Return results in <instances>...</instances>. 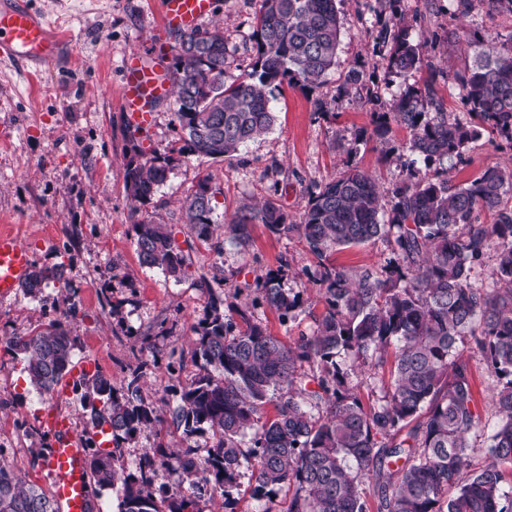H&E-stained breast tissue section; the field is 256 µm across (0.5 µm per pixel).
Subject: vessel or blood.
Wrapping results in <instances>:
<instances>
[{
  "label": "vessel or blood",
  "mask_w": 512,
  "mask_h": 512,
  "mask_svg": "<svg viewBox=\"0 0 512 512\" xmlns=\"http://www.w3.org/2000/svg\"><path fill=\"white\" fill-rule=\"evenodd\" d=\"M216 0H163L162 24L149 38L153 63L140 52L124 62L120 97L128 121L142 129L152 123L154 104L170 90L164 65L172 52L171 33L189 31L211 14ZM67 32L56 29L24 0H0V62L21 66H43L57 62L67 51ZM32 253L22 237L0 228V297L16 291L29 273ZM89 364L75 362L54 390L55 400L67 399ZM38 423L46 436L41 450L51 493L58 512H93L86 438L75 431L70 415L57 409L43 411Z\"/></svg>",
  "instance_id": "obj_1"
}]
</instances>
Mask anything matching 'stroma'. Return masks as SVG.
Returning <instances> with one entry per match:
<instances>
[{
  "label": "stroma",
  "mask_w": 512,
  "mask_h": 512,
  "mask_svg": "<svg viewBox=\"0 0 512 512\" xmlns=\"http://www.w3.org/2000/svg\"><path fill=\"white\" fill-rule=\"evenodd\" d=\"M53 25L69 30V51L53 66L27 78L16 66L0 64V226L13 227L31 246L32 263L61 267V279L40 291L0 298V339L26 335L49 323H66L76 338V358L92 360L96 370L120 382L138 375L144 397L170 410L196 369H167L172 350H190L194 326L204 317L212 295L225 305L240 304L237 289L246 280L283 269V288L303 291L306 310L281 322L261 307L255 317L272 335L292 343L311 335L324 311L311 280L320 270L297 236L254 225L248 246L224 240L204 244L190 237L180 201L202 176L215 193L214 219L224 223L244 198L275 199L291 219H299L312 192L356 166L389 187L404 178L409 152L406 131L392 127L377 138L374 120L411 84L422 83L428 69L388 73L385 48L375 37L381 29L407 27L412 39L436 40L448 50L437 80L438 96L449 118L475 119L464 104V90L453 74L472 56L464 40L512 35V12L487 14L474 0L468 16L453 14L449 0H336L340 42L327 82L309 89L294 83L276 87L270 104L272 129L223 160L188 157L169 171L141 213L172 225L193 265L188 278L174 281L159 269L140 264L134 243V208L124 188V159L132 141L148 151L166 152L179 138L168 101L155 107L149 128L132 133L118 87L126 56L146 51L161 19V0H28ZM260 0H216L202 27L221 24L229 53L227 81L248 71L255 55L254 30ZM363 74L364 90L346 91L350 70ZM456 168V181L473 180L486 168L512 165V146L482 132ZM206 276L210 289L200 288ZM76 316H69V308ZM152 351L140 352L142 337ZM474 374L482 423L471 434V466L491 460L490 437L500 424L491 403L496 380L474 344L464 346ZM21 356L0 350V448L10 467L41 487L49 482L35 455L44 440L38 413L54 397L23 379Z\"/></svg>",
  "instance_id": "1"
}]
</instances>
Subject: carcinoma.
<instances>
[{"mask_svg":"<svg viewBox=\"0 0 512 512\" xmlns=\"http://www.w3.org/2000/svg\"><path fill=\"white\" fill-rule=\"evenodd\" d=\"M339 39L336 0H260L250 70L228 83L223 28L179 33L170 80L180 146L163 154L131 147L124 168L131 201H151L179 156L224 159L268 133L275 122L270 88L286 80L325 84ZM381 40L390 44L394 74L419 70L430 48L404 27ZM466 47L473 63L454 79L479 126L448 118L433 71L379 114L375 128L379 137L393 123L408 132L410 166L446 160L447 168L419 178L412 173L384 189L372 174L351 167L309 197L297 224L287 223L273 199L247 201L218 224L210 179L198 181L182 208L188 231L201 242L222 230L245 246L252 226L263 224L297 234L322 261L334 250L379 240L390 257L379 272L321 264L314 284L325 311L313 334L292 345L269 334L253 312L264 306L286 323L304 311L302 292L282 288V271L244 284L254 293L249 306L226 314L224 299L211 298L190 353L198 373L170 414L183 447L175 453L159 443L133 474L87 440L93 493L120 486L119 512H204L197 491L208 485L234 512L228 488L245 461L255 499L288 488L280 512H512V206L504 203L512 195V169L489 167L464 184L452 175L480 129L512 144V37L496 46L475 34ZM483 211L494 212L495 223H479ZM132 228L142 265L176 281L189 275L191 259L168 224L147 214ZM491 249L496 287L475 286L469 272ZM59 276L57 268H36L24 288L34 293ZM468 338L498 380L491 402L501 415L490 436L495 462L478 471L468 470L469 437L481 413L470 362L458 350ZM4 343L24 355L39 392L53 391L73 363L75 338L60 322ZM342 351L363 371L391 363L383 402L366 404L353 391L337 361ZM75 390L89 411L88 436L108 426L117 444L163 422L136 376L117 385L96 372ZM271 401L275 415L268 419L264 407ZM322 405L325 414L315 416L312 410ZM204 424L214 444L201 457L191 441ZM158 460L188 492L169 494L170 485L158 482ZM367 474L375 479L370 498L360 488ZM0 512L57 510L51 492L0 464Z\"/></svg>","mask_w":512,"mask_h":512,"instance_id":"obj_1","label":"carcinoma"}]
</instances>
